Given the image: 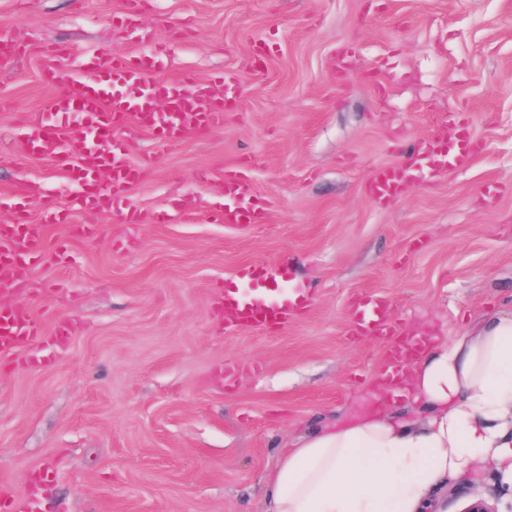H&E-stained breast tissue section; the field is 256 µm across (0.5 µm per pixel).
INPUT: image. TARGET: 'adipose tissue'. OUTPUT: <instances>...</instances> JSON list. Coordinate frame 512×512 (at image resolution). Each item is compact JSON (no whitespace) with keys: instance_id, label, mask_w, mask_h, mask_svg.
<instances>
[{"instance_id":"1","label":"adipose tissue","mask_w":512,"mask_h":512,"mask_svg":"<svg viewBox=\"0 0 512 512\" xmlns=\"http://www.w3.org/2000/svg\"><path fill=\"white\" fill-rule=\"evenodd\" d=\"M415 413L396 409L397 398ZM474 464L512 473V316L436 336L402 382L288 450L263 512H428L434 489Z\"/></svg>"}]
</instances>
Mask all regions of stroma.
<instances>
[{"instance_id": "stroma-1", "label": "stroma", "mask_w": 512, "mask_h": 512, "mask_svg": "<svg viewBox=\"0 0 512 512\" xmlns=\"http://www.w3.org/2000/svg\"><path fill=\"white\" fill-rule=\"evenodd\" d=\"M125 2L0 0V34L27 47L0 60V224L16 203L34 222L65 204L97 229L48 225L53 250L13 299L45 334L0 358V493L31 512H262L280 455L379 388L392 339L351 334L357 300L385 295L416 341L512 312V0H152L133 30L113 22ZM156 44L157 79L224 72L240 102L162 147L133 132L142 179L88 208L15 122H54L44 70ZM448 112L469 116L471 164L419 168L376 204L372 170L406 164L405 142ZM228 170L250 177L266 223L213 221ZM132 207L141 223H125ZM282 261L311 306L274 332L225 330L226 278ZM478 494L512 512V478L482 467L435 498L461 512Z\"/></svg>"}]
</instances>
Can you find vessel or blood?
<instances>
[{"mask_svg":"<svg viewBox=\"0 0 512 512\" xmlns=\"http://www.w3.org/2000/svg\"><path fill=\"white\" fill-rule=\"evenodd\" d=\"M156 54L147 52L108 53L86 56L74 68L45 72L46 83L57 87L51 108L55 125L43 126L20 118L25 145L30 153L47 159L68 171L84 189L86 205L103 208L114 203L140 179V167L127 161V124L152 132L158 143L179 140L193 131L222 124L224 112L236 104L237 86L227 75L216 76L221 91L197 92V81L186 75L175 81L153 76ZM135 87L136 97L113 93V81ZM447 136L418 140L411 152V163L433 161L436 169L466 167L476 153L466 114L443 116ZM409 166L375 168L371 185L376 200L395 197L411 182ZM253 184L238 171L224 175L227 203L215 214L222 224H261L267 211L252 201ZM72 224L70 211L57 205L49 209L41 223L29 220L26 208L16 211L9 224H0V296L13 294L27 263L41 261L49 252L46 227ZM283 266L250 263L238 267L232 282L225 284L218 298L227 328H258L274 331L285 326L296 314L310 306L313 294L306 288L276 290V283L290 280ZM350 330L355 336H391L395 325L390 301L380 295H367L353 308ZM41 323L25 316L18 308L0 307V355L22 350L43 336Z\"/></svg>","mask_w":512,"mask_h":512,"instance_id":"obj_1","label":"vessel or blood"}]
</instances>
